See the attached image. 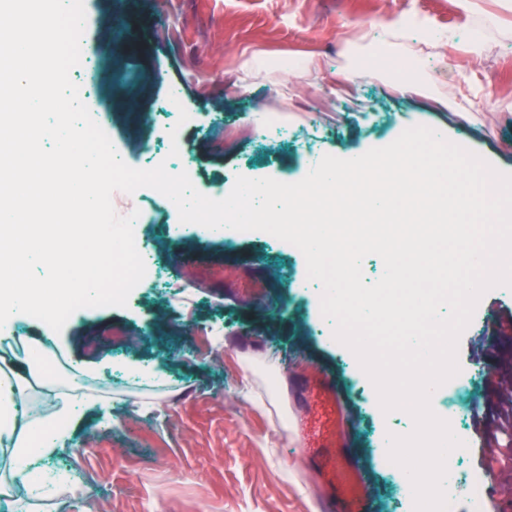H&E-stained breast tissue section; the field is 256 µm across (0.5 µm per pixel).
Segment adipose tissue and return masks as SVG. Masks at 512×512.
Returning a JSON list of instances; mask_svg holds the SVG:
<instances>
[{"label":"adipose tissue","instance_id":"1","mask_svg":"<svg viewBox=\"0 0 512 512\" xmlns=\"http://www.w3.org/2000/svg\"><path fill=\"white\" fill-rule=\"evenodd\" d=\"M62 0H0V60L14 70L0 74V326L9 335L26 330V315L34 308L65 305L74 290L58 267L61 260L85 250L90 241L105 238L102 225L92 223L93 192L74 197L73 189L87 186L99 174L97 166L75 153L78 138L66 123L44 125V112H65L53 92V69L29 74L28 68L43 39L58 41L54 24ZM44 265L45 274L28 280L23 269ZM42 345L22 342L11 357L0 359V451L8 463L0 486H23L34 497L48 489L50 474L37 469L34 459L62 450L81 423L88 395L79 383L50 391L53 413L44 417L20 415V385L37 374Z\"/></svg>","mask_w":512,"mask_h":512}]
</instances>
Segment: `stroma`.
Listing matches in <instances>:
<instances>
[{
  "label": "stroma",
  "mask_w": 512,
  "mask_h": 512,
  "mask_svg": "<svg viewBox=\"0 0 512 512\" xmlns=\"http://www.w3.org/2000/svg\"><path fill=\"white\" fill-rule=\"evenodd\" d=\"M97 113L126 164L143 167L144 145L166 139L159 118L169 86L194 113L179 135L195 161L194 187L220 199L237 176L303 179L324 155L344 157L395 141L422 124L512 174V0H84ZM450 32L432 46H406L433 73L432 94L404 93L378 74L345 78L353 53L401 16ZM278 113L280 137L258 117ZM118 215L139 210V236L170 281L134 289L127 306L75 311L57 351L43 360L63 377L80 362L98 400L65 449L44 460L86 488L50 490L43 512H320L323 485L294 439L288 388L314 369L335 371L343 425L354 436L373 512H406L398 470L382 467L381 437L404 425L383 412L373 384L348 370L349 354L315 332L316 293L301 289L303 254L258 234L204 244L151 188L112 196ZM259 282L255 298L236 278ZM496 343H489V335ZM477 373L460 424L463 472L483 475L482 438L512 399V287L478 302L457 347Z\"/></svg>",
  "instance_id": "stroma-1"
}]
</instances>
